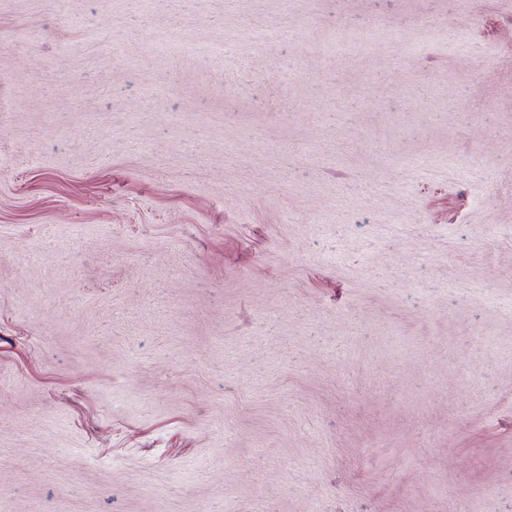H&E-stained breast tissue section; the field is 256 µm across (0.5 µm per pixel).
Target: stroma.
I'll use <instances>...</instances> for the list:
<instances>
[{"mask_svg":"<svg viewBox=\"0 0 512 512\" xmlns=\"http://www.w3.org/2000/svg\"><path fill=\"white\" fill-rule=\"evenodd\" d=\"M0 512H512V0H0Z\"/></svg>","mask_w":512,"mask_h":512,"instance_id":"35a3bbf8","label":"stroma"}]
</instances>
